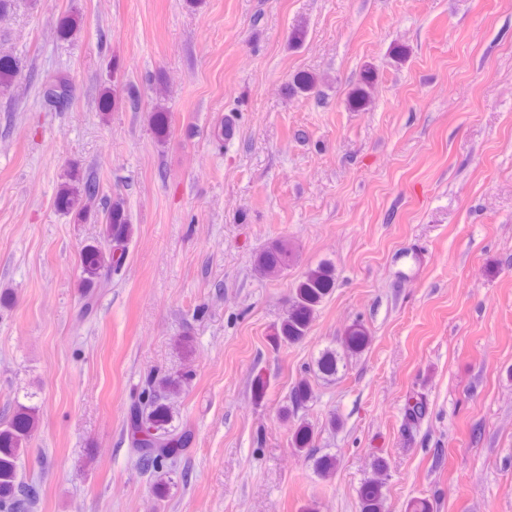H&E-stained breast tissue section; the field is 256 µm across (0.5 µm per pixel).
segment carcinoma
<instances>
[{
    "instance_id": "1",
    "label": "carcinoma",
    "mask_w": 512,
    "mask_h": 512,
    "mask_svg": "<svg viewBox=\"0 0 512 512\" xmlns=\"http://www.w3.org/2000/svg\"><path fill=\"white\" fill-rule=\"evenodd\" d=\"M21 74V63L13 55L0 54V89L9 87ZM46 90L55 99L52 103L64 106L69 102L71 83L66 74L58 71L47 76ZM154 134L165 138L169 133V112L157 105L151 114ZM99 189L95 181L70 175L61 183L56 194L59 209L73 215L77 224L100 219L105 224L102 240L85 246L79 256V287L83 289L84 310L93 309L97 290L108 284L105 269L118 272L127 257L132 223L126 201L120 196L112 199L106 210L93 208ZM294 251L285 240H277L260 252L255 259V270L261 276L275 277L285 273L294 262ZM336 284L335 269L321 264L308 269L293 288L288 311L274 327L278 342L296 343L309 332L318 307ZM366 327L356 322L347 330L340 348L324 349L315 361L314 375L323 379L335 377L346 359L361 353L369 344ZM181 380L170 376H149L140 395L134 401L129 418L130 445L137 465L146 473L162 476L175 469L191 440L190 430L171 425L168 399L179 393ZM313 397V385L308 377L300 379L292 388L291 407L298 408ZM40 407L17 403L11 416L0 421V512H31L36 506L37 487L23 474L21 455L32 434L40 424ZM426 413V401L415 397L405 409L407 422L414 424ZM292 447L314 461L318 476L326 478L336 470V457L318 454L314 445V429L300 421L294 429ZM386 460H375L376 477L366 481L360 489V512H384L383 473Z\"/></svg>"
}]
</instances>
